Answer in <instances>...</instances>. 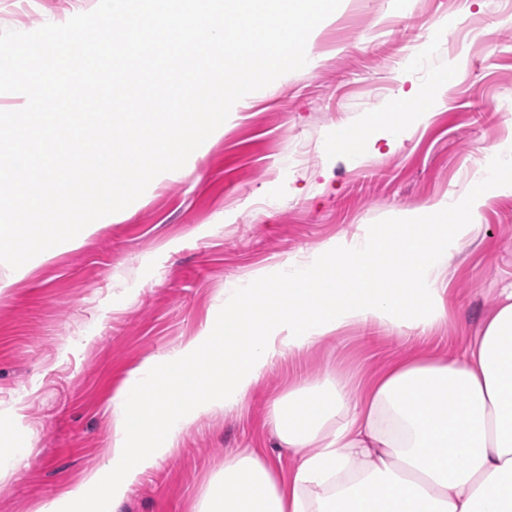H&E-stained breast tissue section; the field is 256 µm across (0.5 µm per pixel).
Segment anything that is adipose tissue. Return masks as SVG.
I'll return each instance as SVG.
<instances>
[{"instance_id":"1","label":"adipose tissue","mask_w":512,"mask_h":512,"mask_svg":"<svg viewBox=\"0 0 512 512\" xmlns=\"http://www.w3.org/2000/svg\"><path fill=\"white\" fill-rule=\"evenodd\" d=\"M457 68L435 74L433 94H401L338 129L337 153L363 154L378 128L398 139L426 123ZM511 193L512 144L498 142L458 196L324 246L261 287L226 288L223 311L197 336L128 372L112 397L107 471L87 472L45 512H114L184 427L243 403L261 376L347 325L424 332L446 321L449 250L465 246L491 195ZM268 425L295 457L290 473L242 452L196 512H512V289L456 358L395 362L359 397L340 373L297 381L273 401Z\"/></svg>"}]
</instances>
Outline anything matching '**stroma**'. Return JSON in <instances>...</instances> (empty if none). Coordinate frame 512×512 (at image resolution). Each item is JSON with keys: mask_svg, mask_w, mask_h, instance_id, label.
<instances>
[{"mask_svg": "<svg viewBox=\"0 0 512 512\" xmlns=\"http://www.w3.org/2000/svg\"><path fill=\"white\" fill-rule=\"evenodd\" d=\"M96 0L0 5V30L32 32ZM310 67L234 108L175 175L78 248L34 257L0 297V512H41L111 457L112 395L129 369L199 334L232 285L309 260L390 213L461 192L486 148L512 140V0H342L310 34ZM463 57L445 104L400 145L377 133L364 156L329 142L339 126L426 91ZM286 182H277L282 169ZM512 286V194L490 198L469 245L448 255L447 321L408 337L350 325L263 376L243 404L200 416L177 450L115 512H195L225 460L249 448L283 469L292 453L267 425L275 397L329 371L372 382L410 357L451 359L472 345ZM34 447L27 466L10 449Z\"/></svg>", "mask_w": 512, "mask_h": 512, "instance_id": "1", "label": "stroma"}]
</instances>
